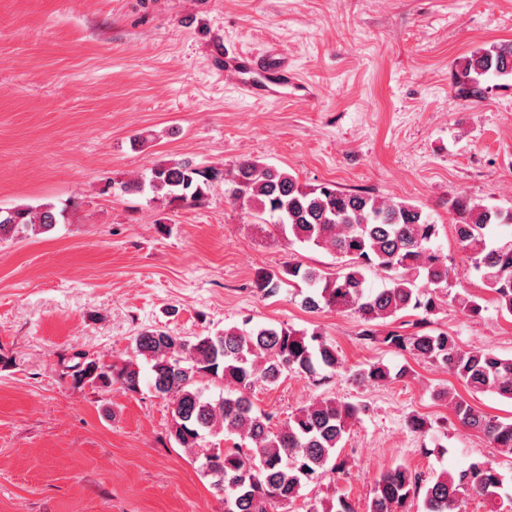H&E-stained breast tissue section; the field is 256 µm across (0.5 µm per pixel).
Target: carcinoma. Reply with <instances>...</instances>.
<instances>
[{
  "instance_id": "cac0c4a2",
  "label": "carcinoma",
  "mask_w": 512,
  "mask_h": 512,
  "mask_svg": "<svg viewBox=\"0 0 512 512\" xmlns=\"http://www.w3.org/2000/svg\"><path fill=\"white\" fill-rule=\"evenodd\" d=\"M458 67V96L478 100L484 94L483 78L512 77V40L480 47L463 56ZM211 178L189 162L172 160L151 170L149 187L169 206L197 205L207 196ZM228 182L231 203L269 214L279 238L329 250L341 259L339 271L329 275L299 264L279 272L261 270L254 278L259 291L277 293L285 277L300 281L308 285L301 300L305 309L351 312L366 325L363 341L436 363L471 392L491 391L512 401V358L491 348L465 350L454 336L427 327V315L453 277L447 256L435 247L438 224L421 207L367 191H343L333 182L303 185L289 172L258 160L240 162ZM449 211L469 268L479 274L499 311L512 315V239L492 235L493 228L512 224V209L462 196L450 202ZM61 216L52 204L0 207V241L28 229L47 233ZM368 270L385 274L383 288L366 289ZM454 301L471 316L483 309L482 298L471 293L456 294ZM413 311L424 314L415 331L377 329L378 322ZM135 353L152 361L151 385L170 398L174 437L182 447H199L206 433L239 438L230 448L204 453L202 467L224 496V512H271L273 505L297 499L305 485L326 472L341 471L337 451L366 411L362 404L319 398L277 424L272 414L254 409L247 393L258 385L288 374L321 381L341 367L336 348L315 331L284 324L232 326L191 342L146 330L135 338ZM412 372L409 364L393 371L368 363L353 379L382 385ZM75 376L106 387L119 382L132 392L140 385L132 361L118 367L88 359ZM203 378L221 383L224 392L216 399L204 397L197 387ZM433 397L451 405L464 427L483 434L500 454L512 458V418L485 414L448 387ZM503 489L502 475L489 460L472 461L455 474L428 481L397 464L374 479L368 512H408V502L418 496L423 512H462L469 496L481 498L489 512H500Z\"/></svg>"
}]
</instances>
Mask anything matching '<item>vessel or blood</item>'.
Segmentation results:
<instances>
[{
    "mask_svg": "<svg viewBox=\"0 0 512 512\" xmlns=\"http://www.w3.org/2000/svg\"><path fill=\"white\" fill-rule=\"evenodd\" d=\"M225 73L239 76L246 95L263 97L272 88L296 84L293 72L273 58L259 59L240 50L225 51L223 56Z\"/></svg>",
    "mask_w": 512,
    "mask_h": 512,
    "instance_id": "b4317fda",
    "label": "vessel or blood"
}]
</instances>
